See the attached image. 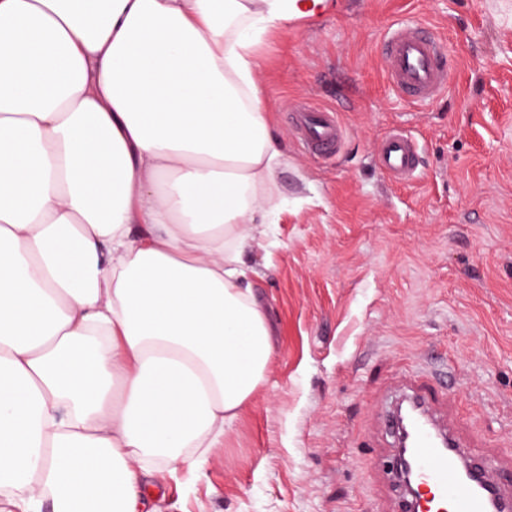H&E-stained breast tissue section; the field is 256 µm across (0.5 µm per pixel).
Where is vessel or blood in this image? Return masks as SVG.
I'll return each mask as SVG.
<instances>
[{"instance_id": "1", "label": "vessel or blood", "mask_w": 512, "mask_h": 512, "mask_svg": "<svg viewBox=\"0 0 512 512\" xmlns=\"http://www.w3.org/2000/svg\"><path fill=\"white\" fill-rule=\"evenodd\" d=\"M381 56L401 98L425 104L448 88L453 59L443 52L441 34L426 23L397 22L382 41ZM295 126L302 144L319 160L338 153L345 142L337 113L327 108L298 111ZM377 157L381 170L400 183L410 181L418 168L417 144L402 130L391 131L379 141ZM397 393L419 412L407 447L417 495H410L395 466L381 471L398 498L400 512H512V483L498 477L502 462L474 454L455 422L437 415L444 393L419 376L403 381Z\"/></svg>"}]
</instances>
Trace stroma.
<instances>
[{"mask_svg": "<svg viewBox=\"0 0 512 512\" xmlns=\"http://www.w3.org/2000/svg\"><path fill=\"white\" fill-rule=\"evenodd\" d=\"M409 17L459 58L423 106L379 54ZM257 56L282 205L244 260L273 353L201 472L163 482L159 512H393L371 460L388 450L384 388L404 376L447 378L463 431L512 465V0H330ZM304 103L337 110L339 155L303 154L289 112ZM396 127L419 148L404 184L376 159Z\"/></svg>", "mask_w": 512, "mask_h": 512, "instance_id": "35a3bbf8", "label": "stroma"}]
</instances>
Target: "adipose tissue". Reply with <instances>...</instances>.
I'll list each match as a JSON object with an SVG mask.
<instances>
[{
  "mask_svg": "<svg viewBox=\"0 0 512 512\" xmlns=\"http://www.w3.org/2000/svg\"><path fill=\"white\" fill-rule=\"evenodd\" d=\"M326 0H0V512H140L263 382L255 48Z\"/></svg>",
  "mask_w": 512,
  "mask_h": 512,
  "instance_id": "ef3b65f1",
  "label": "adipose tissue"
}]
</instances>
